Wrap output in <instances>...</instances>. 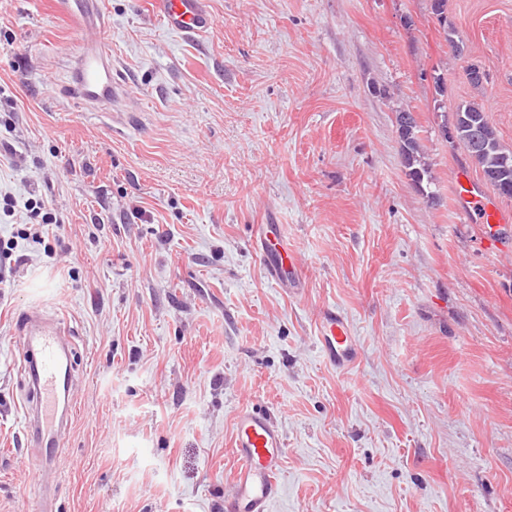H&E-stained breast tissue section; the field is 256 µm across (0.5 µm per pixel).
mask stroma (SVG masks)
I'll list each match as a JSON object with an SVG mask.
<instances>
[{"label":"stroma","mask_w":512,"mask_h":512,"mask_svg":"<svg viewBox=\"0 0 512 512\" xmlns=\"http://www.w3.org/2000/svg\"><path fill=\"white\" fill-rule=\"evenodd\" d=\"M206 4L185 39L150 0H103L129 91L115 127L68 92L75 20L0 0V238L29 200L67 226L0 263V512L38 508L31 311L73 347L53 512H224L251 404L286 442L268 512H512V223L467 222L458 175L494 190L440 134L476 100L512 145V0H448L461 57L430 0ZM403 108L434 185L403 163ZM262 224L294 258L280 285ZM327 306L358 340L345 372L317 348Z\"/></svg>","instance_id":"1"}]
</instances>
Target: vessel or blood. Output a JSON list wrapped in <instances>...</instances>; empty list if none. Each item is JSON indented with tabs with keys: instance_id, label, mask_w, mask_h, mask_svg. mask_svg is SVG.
Segmentation results:
<instances>
[{
	"instance_id": "vessel-or-blood-1",
	"label": "vessel or blood",
	"mask_w": 512,
	"mask_h": 512,
	"mask_svg": "<svg viewBox=\"0 0 512 512\" xmlns=\"http://www.w3.org/2000/svg\"><path fill=\"white\" fill-rule=\"evenodd\" d=\"M167 26L184 35L204 33L211 26L205 0H152ZM59 9L76 15L87 33L81 52L71 66L70 87L96 114L107 117L126 98L127 89L112 76V45L109 24L99 0H59ZM460 196L467 205L466 216L476 224H506L512 214L503 212L489 199L478 196L467 176H459ZM265 253L274 255V279H281L288 251L279 234L270 232L261 239ZM22 329L38 346L39 358L27 362L25 375L36 397L23 402V423L33 472L43 488H50L60 469L58 433L70 424L73 408L66 398L72 373L62 359L70 341L61 331L39 323L27 315ZM318 348L330 365L339 370L353 366L358 345L347 321L334 310L323 312L318 324ZM233 447L238 460L229 512H267L279 493L277 476L283 466L285 439L266 413L242 407L235 416Z\"/></svg>"
}]
</instances>
